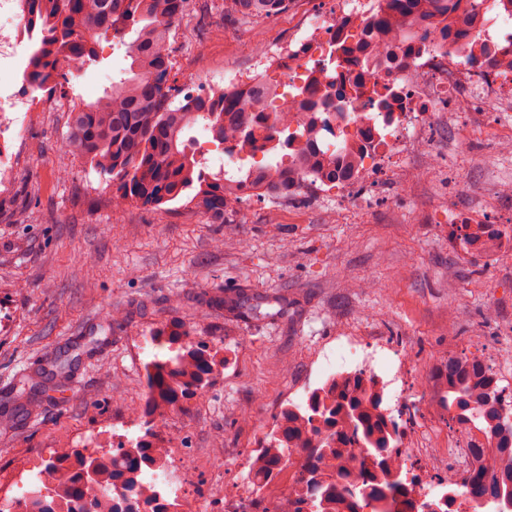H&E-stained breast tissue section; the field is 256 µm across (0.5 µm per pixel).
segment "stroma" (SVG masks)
<instances>
[{"label":"stroma","mask_w":512,"mask_h":512,"mask_svg":"<svg viewBox=\"0 0 512 512\" xmlns=\"http://www.w3.org/2000/svg\"><path fill=\"white\" fill-rule=\"evenodd\" d=\"M314 9L315 0H291L286 15L243 23L216 0H190L169 36L172 83L196 94L212 90V77L230 82ZM128 66L126 46L104 45L100 63L55 95L93 100ZM66 123L63 112H29L0 139L11 160L0 185V393L38 381L50 354L79 355L39 409L19 398L11 420L0 417L1 482L57 448L140 434L129 413L147 395L146 365L170 354L152 344L157 331L234 349L232 366L167 416L169 447L198 458L204 488L222 484L225 455L238 463L248 453L241 412L270 420L289 380L314 375V357L340 336L393 339L415 374L479 344L512 392V258L462 248L442 222L452 208L512 217V153L487 125L472 127L466 161L455 129L439 128L435 155L408 156L377 201L340 212L306 188L231 206L216 224L183 199L164 214L135 203L113 210L116 183L64 150ZM243 294L261 301L260 313L209 302ZM115 307L124 316L107 323Z\"/></svg>","instance_id":"obj_1"}]
</instances>
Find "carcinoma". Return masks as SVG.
I'll return each mask as SVG.
<instances>
[{
    "label": "carcinoma",
    "mask_w": 512,
    "mask_h": 512,
    "mask_svg": "<svg viewBox=\"0 0 512 512\" xmlns=\"http://www.w3.org/2000/svg\"><path fill=\"white\" fill-rule=\"evenodd\" d=\"M188 0H23L25 11L35 21L26 71L29 86L52 91L60 77L79 74L99 60L101 42L128 45L129 68L95 100L83 103L68 119L64 148L118 182L112 208L119 210L137 202L155 211L194 191L191 203L211 219L224 222V211L240 196L242 188L256 185L260 195L286 196L290 192L288 170L277 159L288 142L305 135L296 127L291 136L271 138L266 152L271 161L260 168L240 164L234 171L223 168L206 172L204 158L191 152V132L204 129L212 141L229 153L244 154L256 128L267 125L288 130V108L269 115L261 113L260 100L274 93L267 87L240 90L230 95L206 92L186 95L174 103L169 77L172 69L168 49L171 27L185 13ZM383 11L374 16V26L383 30L410 20L400 29L412 39L419 34L441 32L452 41L463 40L467 30L456 22L461 0H384ZM288 6V0H224V10L240 20L271 18ZM306 106L318 110L331 106L321 97L316 83L307 89ZM187 333L174 330L163 343L176 354L155 359L147 368L148 410L164 416L180 401L196 396L210 381L213 357L207 346L184 341ZM480 366L466 359L448 358V416L457 422L482 426L489 442L476 449L479 463L461 478L462 493L475 502L490 501L495 512H512V422L497 410L498 394L489 383L477 380ZM343 413L352 435L360 439V453L346 464L359 467L360 492L379 503L395 501L401 491L398 479L377 485L365 479L369 461L389 462L392 437L374 434L373 416L348 402L336 404L332 413ZM143 441L123 450L122 461L112 459L110 448H60L59 467L48 470L41 486L29 492L24 503L30 512H115L112 486L130 477L125 485L145 499L159 492L155 485L134 480L143 463H154L163 446L151 440L150 421ZM330 448H310V485L316 494L311 512H334L342 488L317 470Z\"/></svg>",
    "instance_id": "carcinoma-1"
}]
</instances>
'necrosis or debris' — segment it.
Instances as JSON below:
<instances>
[{
  "label": "necrosis or debris",
  "mask_w": 512,
  "mask_h": 512,
  "mask_svg": "<svg viewBox=\"0 0 512 512\" xmlns=\"http://www.w3.org/2000/svg\"><path fill=\"white\" fill-rule=\"evenodd\" d=\"M468 3L460 18L469 36L449 47L437 33L409 40L368 31L354 38V24L374 14L381 0H319V10L300 26L298 37L269 45L250 65L237 69L234 80L241 87L280 84L287 88L298 120L320 128L317 139L295 141L289 154L311 148L319 155L335 151L341 161L350 154L356 157L349 175L333 184L337 206L347 208L390 180L407 151L429 145L443 115L452 116L463 145L472 116H484L500 129L512 125L490 109L494 103H512V0H498L492 10L478 6L477 0ZM27 34L21 0H0V57H14ZM334 44L344 47L342 58L331 59ZM314 74L325 95L351 86L346 98H338L336 114L304 109L300 88ZM463 224L469 225L471 243L479 249L512 241V222L449 214L450 235H457ZM341 348L335 361L319 367L314 383L294 386L301 403L284 405L271 421L256 423V448L285 435L301 419L310 441L329 443L346 456L356 453L357 442L344 438L341 426L321 427L311 403L331 402L342 392L362 393L376 408L380 428L395 434L394 471L410 480L400 512H471L469 499L460 496L445 503L441 489L456 484L473 465V450L485 437L456 423L448 426L443 444H434L427 430L429 414L421 407L422 394L444 395L445 376H412L402 345L384 336H349ZM195 469L194 459L182 458L148 467L139 479L175 484L165 503L168 512H204V494L193 481ZM303 475L297 463L274 472L250 463L245 477L225 493L224 512H301L310 496Z\"/></svg>",
  "instance_id": "4bbe7bcc"
}]
</instances>
